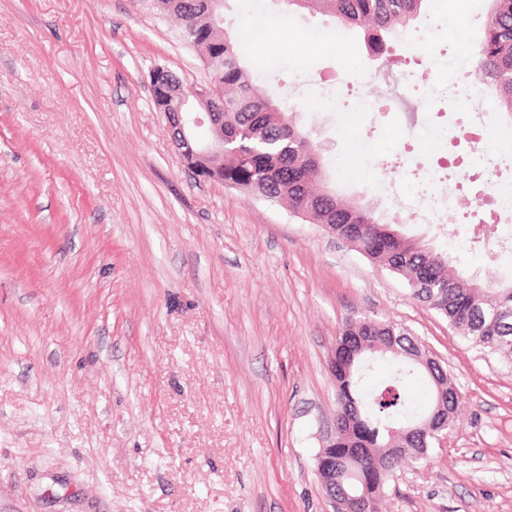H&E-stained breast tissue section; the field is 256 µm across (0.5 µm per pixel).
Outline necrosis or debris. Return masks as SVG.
Listing matches in <instances>:
<instances>
[{
    "instance_id": "4bbe7bcc",
    "label": "necrosis or debris",
    "mask_w": 512,
    "mask_h": 512,
    "mask_svg": "<svg viewBox=\"0 0 512 512\" xmlns=\"http://www.w3.org/2000/svg\"><path fill=\"white\" fill-rule=\"evenodd\" d=\"M430 96L448 109L464 113L469 131L476 135L464 164L472 174L489 176L488 191L481 199L466 196L459 183L449 177L421 186L412 182L413 171L408 168L401 179H383V193L393 199L398 209L411 211L414 220L425 224L442 223L451 211L473 214L488 208L494 216H506L512 225V204L501 201L502 196L512 193V179L491 177V161L486 152L491 138L507 143L512 141V132L492 120L482 99L464 94L456 79L433 86Z\"/></svg>"
}]
</instances>
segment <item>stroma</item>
Segmentation results:
<instances>
[{"label": "stroma", "mask_w": 512, "mask_h": 512, "mask_svg": "<svg viewBox=\"0 0 512 512\" xmlns=\"http://www.w3.org/2000/svg\"><path fill=\"white\" fill-rule=\"evenodd\" d=\"M487 6L433 0L403 42L415 84L450 76L433 56L476 43ZM224 21L341 198L462 277L512 282L492 219L462 243L456 212L415 223L365 176L395 158L392 113L345 123L320 83L380 92L359 35L282 0H224ZM157 67L207 80L151 0H0V512H334L315 458L336 428V337L359 317L409 329L460 394L447 443L396 471L383 512H512V360L287 205L199 180L154 107ZM469 148L419 140L411 157L434 176Z\"/></svg>", "instance_id": "stroma-1"}]
</instances>
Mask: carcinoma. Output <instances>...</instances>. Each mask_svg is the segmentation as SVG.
Wrapping results in <instances>:
<instances>
[{
    "instance_id": "cac0c4a2",
    "label": "carcinoma",
    "mask_w": 512,
    "mask_h": 512,
    "mask_svg": "<svg viewBox=\"0 0 512 512\" xmlns=\"http://www.w3.org/2000/svg\"><path fill=\"white\" fill-rule=\"evenodd\" d=\"M162 14L176 16L187 42L220 91L212 140L224 131V150L200 149L198 168L261 200L287 204L310 224H325L351 237L356 251L399 276L413 295L447 319L467 342L512 358V285L494 287L465 280L446 254L437 253L390 224L366 204H348L327 185L325 163L310 133L281 96L257 87L242 62L231 29L211 0H153ZM291 9L333 17L338 26L363 35L370 56L389 66L394 39L416 27L431 0H282ZM483 36L469 64L491 84L501 108L512 115V0H488ZM337 340L343 354L330 361L336 381V432L316 457L324 491L345 506L365 495L381 503L383 489L402 463H425L430 438L407 430L438 407L453 420L459 407L455 383L442 366L419 360L422 342L392 321L362 317L345 322ZM383 360L390 374L374 390L363 378ZM424 377L433 389L426 413L412 408L407 391Z\"/></svg>"
}]
</instances>
